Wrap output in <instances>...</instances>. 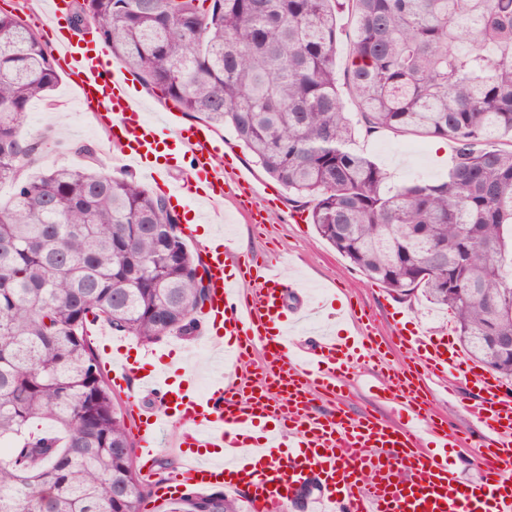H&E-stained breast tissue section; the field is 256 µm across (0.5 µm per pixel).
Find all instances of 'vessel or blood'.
Wrapping results in <instances>:
<instances>
[{
  "mask_svg": "<svg viewBox=\"0 0 512 512\" xmlns=\"http://www.w3.org/2000/svg\"><path fill=\"white\" fill-rule=\"evenodd\" d=\"M68 0H48L46 35L73 83L82 111L106 132L122 168L165 185L171 200L186 184L213 207L227 187L250 189L239 168L224 160V139L205 124H186L175 106L148 119L127 71L97 44L53 28ZM209 296L196 315L197 331L217 349V369L206 390L177 366L181 350L145 351L143 365L128 355L103 367L113 391L128 402L136 458L152 475L163 435L175 430L181 459L173 476L149 487V502L179 497L190 487H221L245 494L254 512H512V387L477 371L448 336L395 321L392 333L407 361L397 365L381 350L364 312L348 307L360 333L330 331L303 347L295 336L305 319L319 320L307 303L287 305L275 264L229 266L223 246L198 252ZM370 366L369 383L381 390L392 417L359 414L347 405L349 373ZM469 378L468 417L481 428L478 482L460 478L448 451L466 444L444 416L428 413L429 382ZM162 393L159 408L137 401L140 390ZM327 408H318L320 400Z\"/></svg>",
  "mask_w": 512,
  "mask_h": 512,
  "instance_id": "obj_1",
  "label": "vessel or blood"
}]
</instances>
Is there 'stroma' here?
<instances>
[{"mask_svg": "<svg viewBox=\"0 0 512 512\" xmlns=\"http://www.w3.org/2000/svg\"><path fill=\"white\" fill-rule=\"evenodd\" d=\"M20 132L26 137L45 135L49 138L47 148L32 169L33 174L61 166L82 168L93 161L106 166L112 163L111 155L104 152L106 137L102 128L87 113L78 110L68 76H60L48 99L34 101ZM223 136L225 149L234 153L237 166L249 173L261 197L275 199L276 206L268 223L258 226L239 211L236 194L227 195L218 210L200 203L194 194H186L184 206L190 221L183 224L182 229L187 246L199 241V228H206L208 235L215 236L220 225L228 224L233 226L234 233L224 240L225 253L233 257L256 255L264 260L279 258L283 261L286 280L327 289L333 297L348 291L366 306L381 332H389L399 314L413 318L425 328L434 327L446 318V311L430 304L422 295L407 299L391 295L386 288L353 268L318 235L312 224L295 223L293 216L304 211L303 202L297 201L280 182L268 176L231 131H224ZM413 141V136L383 130L370 137H359L356 147L385 170L392 186L417 178L435 180L445 176L453 153L452 143L426 138L422 141L423 154L402 153V146ZM78 142L90 145L94 157L74 152L73 146Z\"/></svg>", "mask_w": 512, "mask_h": 512, "instance_id": "obj_1", "label": "stroma"}]
</instances>
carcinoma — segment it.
Instances as JSON below:
<instances>
[{
  "mask_svg": "<svg viewBox=\"0 0 512 512\" xmlns=\"http://www.w3.org/2000/svg\"><path fill=\"white\" fill-rule=\"evenodd\" d=\"M346 9L356 121L336 86ZM86 21L145 88L310 198L309 223L353 267L448 311L469 355L512 379V353L489 346L512 336V0H82L70 23ZM58 80L47 45L0 13V512H144L91 327L188 336L208 288L165 196L102 166L26 174L47 138L20 127ZM359 128L451 140L447 175L386 186ZM169 512L241 510L220 490Z\"/></svg>",
  "mask_w": 512,
  "mask_h": 512,
  "instance_id": "1",
  "label": "carcinoma"
}]
</instances>
